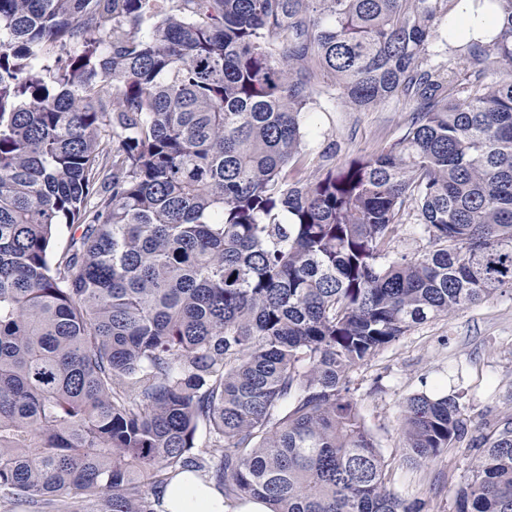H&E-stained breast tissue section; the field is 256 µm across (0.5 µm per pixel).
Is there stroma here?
<instances>
[{
  "instance_id": "35a3bbf8",
  "label": "stroma",
  "mask_w": 512,
  "mask_h": 512,
  "mask_svg": "<svg viewBox=\"0 0 512 512\" xmlns=\"http://www.w3.org/2000/svg\"><path fill=\"white\" fill-rule=\"evenodd\" d=\"M413 111L398 97L365 110L319 87L305 120L301 160L289 177L312 180L329 167L380 153L406 130ZM458 393L471 427L512 418V291L417 326L362 364L350 395L377 444L395 490L424 512H455V491L472 477L476 452L457 444L426 463L411 461L401 429L404 402L418 393Z\"/></svg>"
}]
</instances>
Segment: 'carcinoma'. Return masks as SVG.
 <instances>
[{"label": "carcinoma", "instance_id": "obj_1", "mask_svg": "<svg viewBox=\"0 0 512 512\" xmlns=\"http://www.w3.org/2000/svg\"><path fill=\"white\" fill-rule=\"evenodd\" d=\"M455 2L0 0V512H156L187 470L270 512H422L349 384L512 289V0H474L500 34L443 70ZM321 75L413 117L290 181ZM408 210L417 256L389 251ZM401 423L418 461L479 451L456 512H512V419L420 393Z\"/></svg>", "mask_w": 512, "mask_h": 512}]
</instances>
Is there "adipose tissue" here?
<instances>
[{
  "label": "adipose tissue",
  "mask_w": 512,
  "mask_h": 512,
  "mask_svg": "<svg viewBox=\"0 0 512 512\" xmlns=\"http://www.w3.org/2000/svg\"><path fill=\"white\" fill-rule=\"evenodd\" d=\"M449 26L456 38H481L494 29L492 14L474 10L471 0H459ZM159 512H269L265 503H231L205 476L187 472L176 477L160 495Z\"/></svg>",
  "instance_id": "ef3b65f1"
}]
</instances>
